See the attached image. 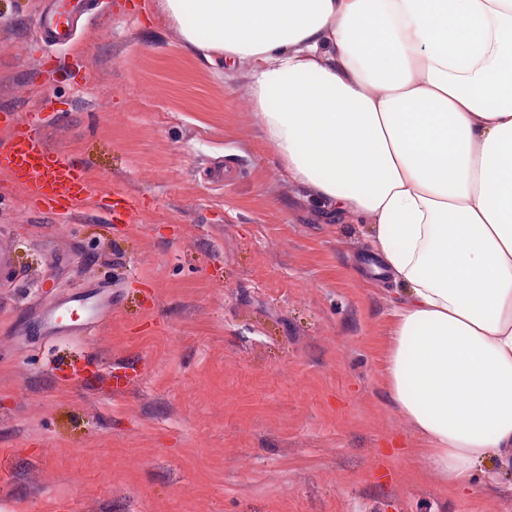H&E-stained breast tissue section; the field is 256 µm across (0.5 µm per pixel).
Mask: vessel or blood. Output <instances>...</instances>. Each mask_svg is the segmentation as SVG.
Returning <instances> with one entry per match:
<instances>
[{
    "label": "vessel or blood",
    "instance_id": "obj_1",
    "mask_svg": "<svg viewBox=\"0 0 512 512\" xmlns=\"http://www.w3.org/2000/svg\"><path fill=\"white\" fill-rule=\"evenodd\" d=\"M70 16L60 0H53L39 17V39L51 46L66 43L71 32ZM0 168L18 177L29 200L43 202L45 213L59 217L88 207L105 193L104 186L87 181L82 168L68 154L51 149L40 125L27 117L20 119L13 138L0 143ZM76 311L91 317L96 314L87 297L73 296L48 311L45 320L57 332L64 327L67 316Z\"/></svg>",
    "mask_w": 512,
    "mask_h": 512
}]
</instances>
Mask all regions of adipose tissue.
<instances>
[{
  "label": "adipose tissue",
  "instance_id": "ef3b65f1",
  "mask_svg": "<svg viewBox=\"0 0 512 512\" xmlns=\"http://www.w3.org/2000/svg\"><path fill=\"white\" fill-rule=\"evenodd\" d=\"M245 63L293 182L404 284L385 387L450 490L512 470V0H154Z\"/></svg>",
  "mask_w": 512,
  "mask_h": 512
}]
</instances>
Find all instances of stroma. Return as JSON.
Here are the masks:
<instances>
[{"mask_svg": "<svg viewBox=\"0 0 512 512\" xmlns=\"http://www.w3.org/2000/svg\"><path fill=\"white\" fill-rule=\"evenodd\" d=\"M36 41L0 0V114L132 198L37 216L0 173V512H512V473L448 491L382 369L400 286L373 227L286 177L248 66L188 51L151 0ZM102 298L93 332L45 312Z\"/></svg>", "mask_w": 512, "mask_h": 512, "instance_id": "stroma-1", "label": "stroma"}]
</instances>
